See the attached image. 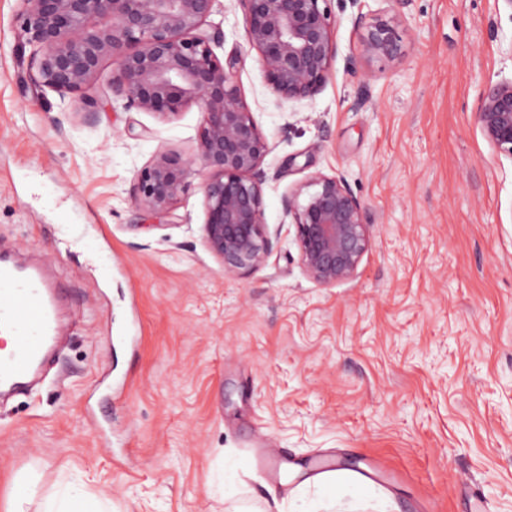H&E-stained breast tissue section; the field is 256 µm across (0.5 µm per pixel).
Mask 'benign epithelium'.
<instances>
[{
	"mask_svg": "<svg viewBox=\"0 0 512 512\" xmlns=\"http://www.w3.org/2000/svg\"><path fill=\"white\" fill-rule=\"evenodd\" d=\"M30 47L28 77L37 88L72 96L91 113L85 96L102 60L116 58L112 96L129 108L169 118L195 106L202 114L197 147L162 151L134 179L131 197L144 212L167 215L189 179H201L203 242L227 274L264 267L273 249L263 219V170L268 140L243 101L239 55L218 59L221 34L206 28L215 0H17ZM249 47L268 87L282 101L313 99L325 86L336 55L322 0H239ZM363 57L396 61L401 14L362 12ZM475 120L493 149L512 159V81L489 87ZM300 263L321 286L352 279L370 238L360 201L345 181L316 173L288 194Z\"/></svg>",
	"mask_w": 512,
	"mask_h": 512,
	"instance_id": "7a95c632",
	"label": "benign epithelium"
}]
</instances>
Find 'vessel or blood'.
I'll use <instances>...</instances> for the list:
<instances>
[{
	"label": "vessel or blood",
	"instance_id": "obj_1",
	"mask_svg": "<svg viewBox=\"0 0 512 512\" xmlns=\"http://www.w3.org/2000/svg\"><path fill=\"white\" fill-rule=\"evenodd\" d=\"M54 295L43 275L0 262V334L14 336V349L0 351V385L27 383L45 359L53 332Z\"/></svg>",
	"mask_w": 512,
	"mask_h": 512
}]
</instances>
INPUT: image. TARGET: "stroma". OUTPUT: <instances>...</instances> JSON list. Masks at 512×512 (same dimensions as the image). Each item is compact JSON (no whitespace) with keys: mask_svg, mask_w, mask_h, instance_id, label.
<instances>
[{"mask_svg":"<svg viewBox=\"0 0 512 512\" xmlns=\"http://www.w3.org/2000/svg\"><path fill=\"white\" fill-rule=\"evenodd\" d=\"M314 99L283 102L216 0L218 58L267 137L266 265L225 274L203 243L192 178L171 211L140 212L135 175L193 152L202 114L163 119L112 96L115 58L71 99L28 78L16 0H0V246L65 297L57 364L0 402V508L14 477L68 485L109 512H464L479 490L512 512V159L474 113L512 79V11L497 0H406L402 56L365 62L352 9ZM346 181L370 247L323 287L299 261L288 194ZM286 457L256 469L260 442Z\"/></svg>","mask_w":512,"mask_h":512,"instance_id":"stroma-1","label":"stroma"}]
</instances>
